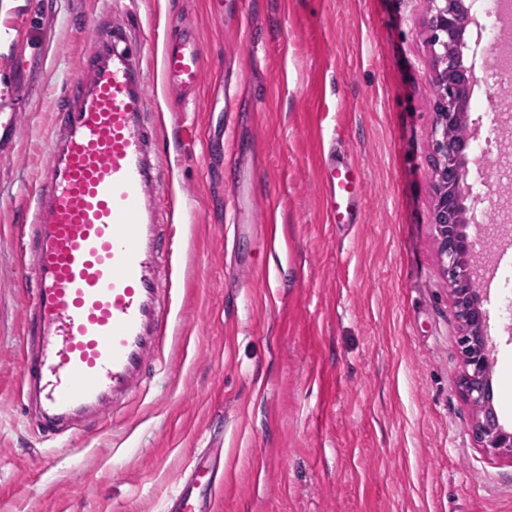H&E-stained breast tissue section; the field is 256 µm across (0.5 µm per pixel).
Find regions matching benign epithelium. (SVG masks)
Segmentation results:
<instances>
[{
    "mask_svg": "<svg viewBox=\"0 0 512 512\" xmlns=\"http://www.w3.org/2000/svg\"><path fill=\"white\" fill-rule=\"evenodd\" d=\"M432 35L435 112L432 129L435 199L432 225L441 266L452 286L461 326L457 339L464 363L459 380L462 396L473 411L471 432L480 447L512 458V427L503 424L494 405L493 344L487 333L484 294L475 282L473 244L467 232L475 221L482 196L464 188L469 137L454 139L448 129L466 124L470 89L477 77L463 62L464 36L479 25L472 0H428Z\"/></svg>",
    "mask_w": 512,
    "mask_h": 512,
    "instance_id": "1",
    "label": "benign epithelium"
}]
</instances>
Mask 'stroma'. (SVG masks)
Returning <instances> with one entry per match:
<instances>
[{
	"label": "stroma",
	"instance_id": "1",
	"mask_svg": "<svg viewBox=\"0 0 512 512\" xmlns=\"http://www.w3.org/2000/svg\"><path fill=\"white\" fill-rule=\"evenodd\" d=\"M132 13L164 131L172 328L113 414L51 440L19 396L10 203L40 184L65 83ZM428 20V0H0V512H167L198 462L218 469L214 512H512V460L470 433L432 237ZM175 25L206 59L185 102L160 74ZM337 149L360 174L349 224L320 192ZM499 301L494 404L512 425Z\"/></svg>",
	"mask_w": 512,
	"mask_h": 512
}]
</instances>
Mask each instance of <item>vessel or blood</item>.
<instances>
[{
  "instance_id": "obj_1",
  "label": "vessel or blood",
  "mask_w": 512,
  "mask_h": 512,
  "mask_svg": "<svg viewBox=\"0 0 512 512\" xmlns=\"http://www.w3.org/2000/svg\"><path fill=\"white\" fill-rule=\"evenodd\" d=\"M147 43L113 26L60 93L33 215L23 236L31 300L22 340L21 387L35 393L46 435L88 415H105L144 380L163 348L171 308L159 276L173 247L155 222L161 137L146 121L142 70ZM204 70L202 47L174 32L161 55L167 89L189 93ZM357 171L329 156L322 180L326 211L349 223ZM197 467L173 499L174 512H203Z\"/></svg>"
}]
</instances>
